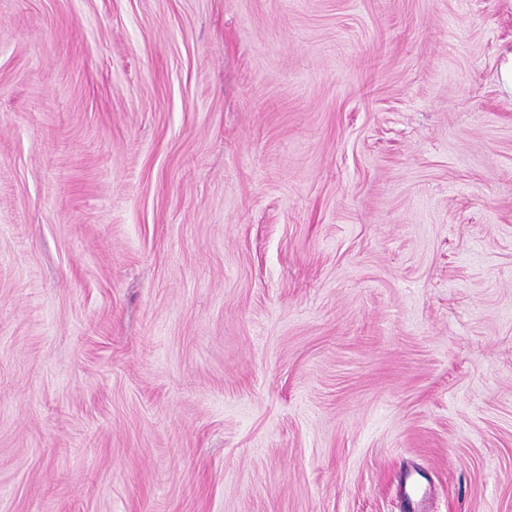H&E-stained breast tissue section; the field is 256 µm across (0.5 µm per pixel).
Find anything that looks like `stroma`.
Segmentation results:
<instances>
[{"label": "stroma", "mask_w": 512, "mask_h": 512, "mask_svg": "<svg viewBox=\"0 0 512 512\" xmlns=\"http://www.w3.org/2000/svg\"><path fill=\"white\" fill-rule=\"evenodd\" d=\"M0 512H512V0H0Z\"/></svg>", "instance_id": "1"}]
</instances>
